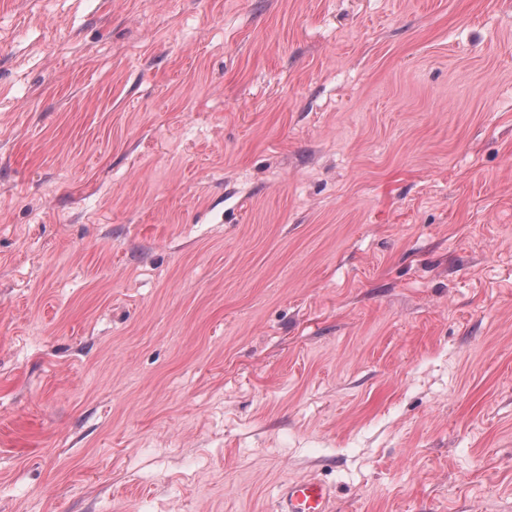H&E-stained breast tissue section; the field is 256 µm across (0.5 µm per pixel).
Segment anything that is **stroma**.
<instances>
[{"mask_svg": "<svg viewBox=\"0 0 512 512\" xmlns=\"http://www.w3.org/2000/svg\"><path fill=\"white\" fill-rule=\"evenodd\" d=\"M512 512V0H0V512ZM332 492L315 478L284 483L277 503L278 512H329Z\"/></svg>", "mask_w": 512, "mask_h": 512, "instance_id": "35a3bbf8", "label": "stroma"}]
</instances>
